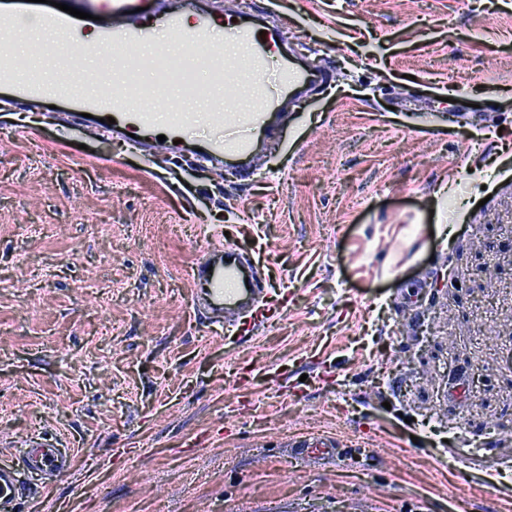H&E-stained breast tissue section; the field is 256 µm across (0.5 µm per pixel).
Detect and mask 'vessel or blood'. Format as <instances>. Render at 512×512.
Instances as JSON below:
<instances>
[{
  "mask_svg": "<svg viewBox=\"0 0 512 512\" xmlns=\"http://www.w3.org/2000/svg\"><path fill=\"white\" fill-rule=\"evenodd\" d=\"M84 18L61 11L45 0H0V15L14 21L33 17L49 29L80 38L94 33L97 42L112 44L113 59L118 69L124 70L138 63L131 51L141 45L155 29H162L176 37L180 44L200 47L213 80L210 99L214 112H169L165 122H158L152 105L154 89L137 86L136 90L121 88L110 98L87 96L78 104L79 109L96 112L100 118H112L111 130L119 136L134 135L136 140L163 142L172 147L183 129L193 123L209 121L218 128L219 135L208 142L203 153L217 159L248 157L266 114L265 107L249 112H228L224 109V48L209 42L213 28L247 33L250 46L249 61L259 74L260 81L251 86L238 87V95L260 92L269 80L282 81L285 87L314 88L326 82L320 71H310L293 65L280 57L284 43L280 29L265 32H246L243 20L226 21L224 15L201 10L197 0H183L180 12L165 10L160 0H86ZM0 89L13 96L40 99L57 94V87L40 80L22 77L21 70L8 49L0 50ZM189 279L193 288L196 308L205 310L210 324L231 328L239 338L254 339L262 324L274 321L283 312L274 305L267 280L260 275L256 259L245 256L236 245L216 241L211 243L202 257L190 268ZM27 451L22 468L0 461V512H14L13 505L30 490L33 482L62 472L70 466V449L59 440L34 434L25 440ZM298 459H318L329 462L343 461L347 450L332 436L304 435L293 443Z\"/></svg>",
  "mask_w": 512,
  "mask_h": 512,
  "instance_id": "1",
  "label": "vessel or blood"
}]
</instances>
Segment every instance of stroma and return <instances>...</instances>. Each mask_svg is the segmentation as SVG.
<instances>
[{
	"instance_id": "1",
	"label": "stroma",
	"mask_w": 512,
	"mask_h": 512,
	"mask_svg": "<svg viewBox=\"0 0 512 512\" xmlns=\"http://www.w3.org/2000/svg\"><path fill=\"white\" fill-rule=\"evenodd\" d=\"M253 2L347 77L233 175L0 102V456L74 445L17 512H512V0ZM213 225L257 342L194 309ZM295 455L302 461L318 459L322 461L342 462L347 455V448L343 443L332 436L304 435L292 443Z\"/></svg>"
}]
</instances>
